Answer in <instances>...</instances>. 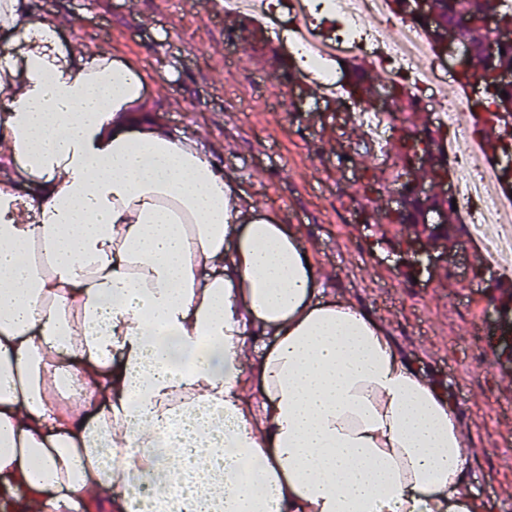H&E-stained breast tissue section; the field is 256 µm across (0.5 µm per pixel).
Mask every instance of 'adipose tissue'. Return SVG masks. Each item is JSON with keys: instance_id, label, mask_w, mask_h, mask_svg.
Segmentation results:
<instances>
[{"instance_id": "obj_1", "label": "adipose tissue", "mask_w": 512, "mask_h": 512, "mask_svg": "<svg viewBox=\"0 0 512 512\" xmlns=\"http://www.w3.org/2000/svg\"><path fill=\"white\" fill-rule=\"evenodd\" d=\"M145 83L0 0V484L25 512H471L447 396L371 313L313 303L297 229Z\"/></svg>"}]
</instances>
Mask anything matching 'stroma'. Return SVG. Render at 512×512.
I'll use <instances>...</instances> for the list:
<instances>
[{
    "mask_svg": "<svg viewBox=\"0 0 512 512\" xmlns=\"http://www.w3.org/2000/svg\"><path fill=\"white\" fill-rule=\"evenodd\" d=\"M74 49L136 64L151 108L195 138L236 190L294 225L324 282L375 315L400 357L445 391L466 433L480 512H512V359L496 343L507 292L472 258L467 228L448 226V261L415 267L419 227L392 223L401 164L375 168L360 128L287 70L252 17L224 0H28Z\"/></svg>",
    "mask_w": 512,
    "mask_h": 512,
    "instance_id": "1",
    "label": "stroma"
}]
</instances>
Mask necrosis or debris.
<instances>
[{
  "instance_id": "1",
  "label": "necrosis or debris",
  "mask_w": 512,
  "mask_h": 512,
  "mask_svg": "<svg viewBox=\"0 0 512 512\" xmlns=\"http://www.w3.org/2000/svg\"><path fill=\"white\" fill-rule=\"evenodd\" d=\"M392 0H224L228 15L258 16L266 28L282 36L289 55L301 68L304 81L318 87L326 99H343L348 76L340 61L374 70L387 98L378 108L351 105L370 135L369 147L386 161L384 145L389 125L404 108L432 113L447 136L436 146L442 160L455 171L452 197L491 271L512 256V196L502 190L504 163H490L472 129L481 120L472 105V92L448 98L452 57L434 51L414 22L393 24Z\"/></svg>"
}]
</instances>
